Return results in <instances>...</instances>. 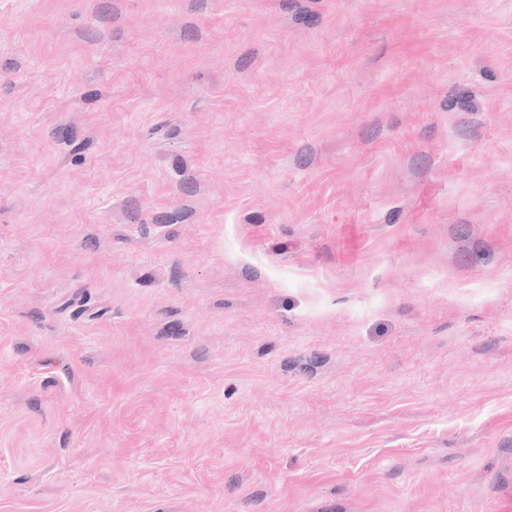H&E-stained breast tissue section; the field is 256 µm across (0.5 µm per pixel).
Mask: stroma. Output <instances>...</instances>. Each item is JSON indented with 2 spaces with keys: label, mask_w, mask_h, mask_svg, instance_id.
Masks as SVG:
<instances>
[{
  "label": "stroma",
  "mask_w": 512,
  "mask_h": 512,
  "mask_svg": "<svg viewBox=\"0 0 512 512\" xmlns=\"http://www.w3.org/2000/svg\"><path fill=\"white\" fill-rule=\"evenodd\" d=\"M512 0H0V512H491Z\"/></svg>",
  "instance_id": "obj_1"
}]
</instances>
